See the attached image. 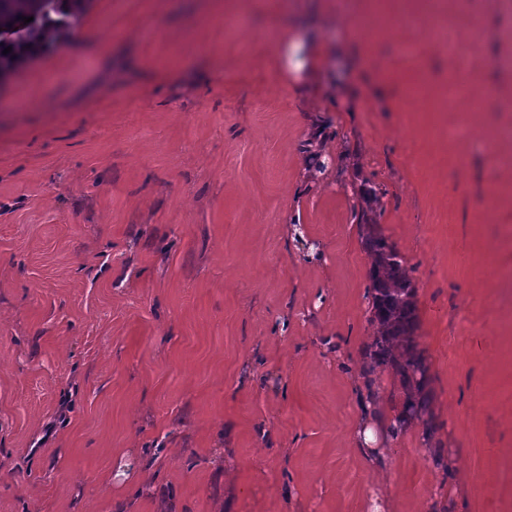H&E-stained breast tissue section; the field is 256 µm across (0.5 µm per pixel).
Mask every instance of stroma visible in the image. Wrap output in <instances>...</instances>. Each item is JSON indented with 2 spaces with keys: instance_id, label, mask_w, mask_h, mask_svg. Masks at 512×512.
<instances>
[{
  "instance_id": "stroma-1",
  "label": "stroma",
  "mask_w": 512,
  "mask_h": 512,
  "mask_svg": "<svg viewBox=\"0 0 512 512\" xmlns=\"http://www.w3.org/2000/svg\"><path fill=\"white\" fill-rule=\"evenodd\" d=\"M450 71L512 96V0H91L1 84L0 512H512V113ZM364 209L429 368L381 472ZM431 36L434 40L444 44L448 51L449 57H454L463 44L457 38L455 26L453 23L442 16H438L435 20V27L431 29ZM460 98L470 100L474 108H480L490 98L488 90L475 89L458 76H451L448 80V94L443 98V107L452 108ZM368 395V397H366ZM370 392L367 390L360 398V408L366 415V420L362 423L357 430V448L356 451L360 457L375 468H383L384 458L379 452L378 448H374L373 444L377 442L374 430L368 425L372 414L374 413L373 396H369Z\"/></svg>"
}]
</instances>
